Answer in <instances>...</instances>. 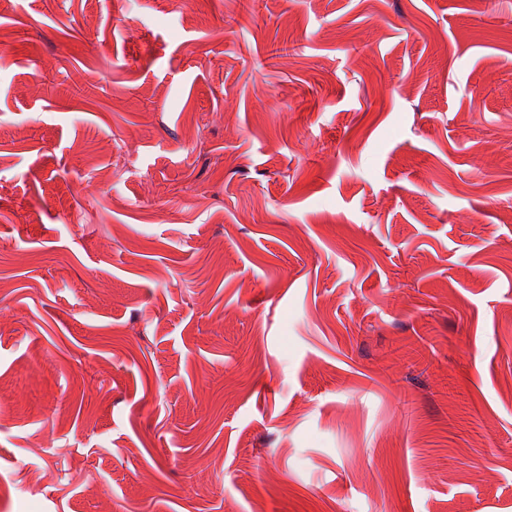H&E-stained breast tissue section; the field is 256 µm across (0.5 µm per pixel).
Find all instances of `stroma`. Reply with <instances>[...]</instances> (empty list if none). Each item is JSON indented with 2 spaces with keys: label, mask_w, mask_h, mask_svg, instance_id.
Returning <instances> with one entry per match:
<instances>
[{
  "label": "stroma",
  "mask_w": 512,
  "mask_h": 512,
  "mask_svg": "<svg viewBox=\"0 0 512 512\" xmlns=\"http://www.w3.org/2000/svg\"><path fill=\"white\" fill-rule=\"evenodd\" d=\"M0 512H512V0H0Z\"/></svg>",
  "instance_id": "stroma-1"
}]
</instances>
